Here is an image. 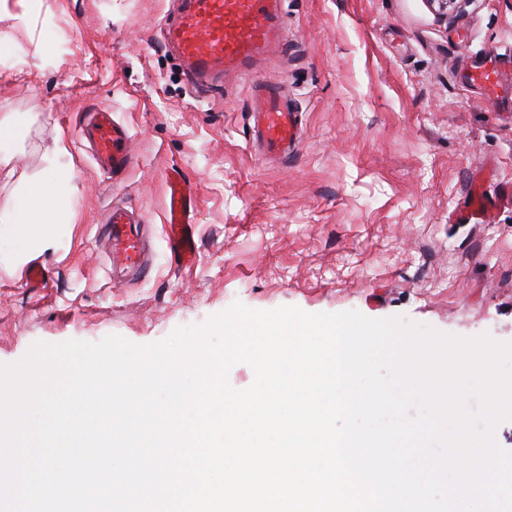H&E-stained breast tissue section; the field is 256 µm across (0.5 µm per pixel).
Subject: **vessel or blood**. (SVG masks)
Segmentation results:
<instances>
[{"mask_svg":"<svg viewBox=\"0 0 512 512\" xmlns=\"http://www.w3.org/2000/svg\"><path fill=\"white\" fill-rule=\"evenodd\" d=\"M281 0H179L176 14L163 26L165 44L175 51L186 75L199 88L223 85L230 74H249L285 34ZM512 63L501 55L498 63L476 66L469 79L486 99L498 98L499 68ZM253 136L264 158L287 159L300 138L298 114L279 85L265 79L255 86ZM81 135L91 146L100 169L118 176L134 164L128 127L112 117L109 108L92 110ZM195 200L180 184L170 183L165 231L171 253L185 267L197 260L193 213ZM113 273L147 278L151 272L142 216L115 206L100 226Z\"/></svg>","mask_w":512,"mask_h":512,"instance_id":"b4317fda","label":"vessel or blood"}]
</instances>
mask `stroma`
<instances>
[{
    "label": "stroma",
    "mask_w": 512,
    "mask_h": 512,
    "mask_svg": "<svg viewBox=\"0 0 512 512\" xmlns=\"http://www.w3.org/2000/svg\"><path fill=\"white\" fill-rule=\"evenodd\" d=\"M174 0H0V115H27L0 145V226L21 181L48 168L70 179L48 280L0 264V364L38 341L145 345L241 302L254 310H356L458 336L512 342V205L452 222L474 177L512 189V71L488 101L468 75L485 51L512 47V0H284L288 48L257 67L304 122L287 165L250 141L248 80L232 94L193 89L161 27ZM107 106L132 135L136 166L102 172L77 131ZM176 171L196 193L194 266L164 235ZM123 201L149 231L150 277L113 285L97 240Z\"/></svg>",
    "instance_id": "obj_1"
}]
</instances>
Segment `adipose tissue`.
Here are the masks:
<instances>
[{
  "label": "adipose tissue",
  "mask_w": 512,
  "mask_h": 512,
  "mask_svg": "<svg viewBox=\"0 0 512 512\" xmlns=\"http://www.w3.org/2000/svg\"><path fill=\"white\" fill-rule=\"evenodd\" d=\"M69 193L67 176L54 170L17 190L10 208L15 232L11 238L0 237V256L19 266L56 248L59 239L54 225L66 210Z\"/></svg>",
  "instance_id": "ef3b65f1"
}]
</instances>
